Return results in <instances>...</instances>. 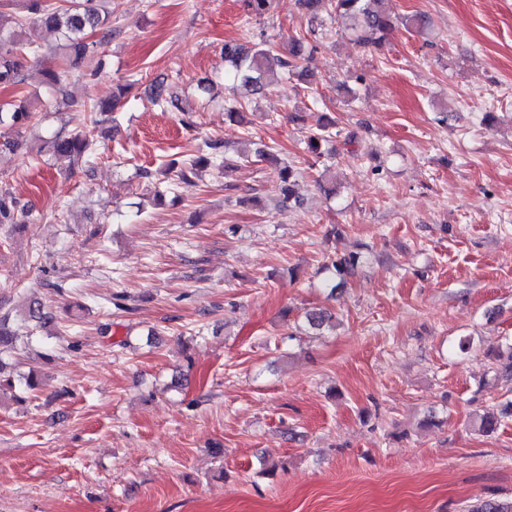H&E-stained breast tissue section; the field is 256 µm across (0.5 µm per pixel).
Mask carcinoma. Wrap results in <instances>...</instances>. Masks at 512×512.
<instances>
[{
  "label": "carcinoma",
  "instance_id": "carcinoma-1",
  "mask_svg": "<svg viewBox=\"0 0 512 512\" xmlns=\"http://www.w3.org/2000/svg\"><path fill=\"white\" fill-rule=\"evenodd\" d=\"M13 0H0V85L20 86L26 81V53L42 52L40 46L29 42V38L17 29V26L30 25L32 28H44L60 34L65 41L72 61L76 62L87 53L112 41V0H63V3L49 4L47 0H25L23 9L26 15L21 21L8 24L4 8ZM295 4L315 22L317 15L324 12L345 21L352 41L361 48L375 50L382 46L387 35L393 29V21L383 8V0H295ZM313 51L301 38L288 39V50L279 52V48L262 40L253 45L237 41L224 43V76L231 79L239 97L224 100L225 116L231 120L241 119L243 104L240 97L244 95L262 96L271 84L274 68L288 74H296L301 69L302 60ZM45 83L62 94L70 78V71L63 69H45L42 71ZM126 87L119 86V91L106 99H100L89 106V112L112 113L117 108ZM151 102L158 106L176 105V96L170 93L164 82L151 84L147 91ZM38 123L36 109L29 100L0 106V127L9 128L0 132V154L13 153L19 146L18 137L24 130ZM335 123L331 120L321 124L308 139L307 149L313 157H321V143L328 141L333 134ZM52 154L76 162L87 163L93 156L95 142L91 132L76 130L69 133L58 132L45 142ZM206 153L181 165L173 160L169 170L175 173L177 180L185 185H193L196 169L223 164L222 143L216 139L205 142ZM260 160L274 167L282 183V205L291 202L301 203L296 191V181L300 172L288 165L270 150H259ZM29 213L26 205L20 204L18 198L5 189L0 192V224H15L17 216ZM359 263V256L333 260L322 267L324 273L323 287L329 294L343 285L344 276L349 274ZM26 318L46 325L52 321V315L45 306L32 300L25 306ZM336 328V315L324 308H313L304 312L303 319L295 322V331L290 339L308 335V331L322 332ZM18 335L9 323V317L0 315V398L23 403L28 395L42 385L41 379L34 372L13 376L3 354L17 348ZM496 361H504L500 375L512 379V343L505 348L492 349ZM512 418V401L503 405L498 412L487 411L476 417L475 426L483 433L494 432L506 418Z\"/></svg>",
  "mask_w": 512,
  "mask_h": 512
}]
</instances>
